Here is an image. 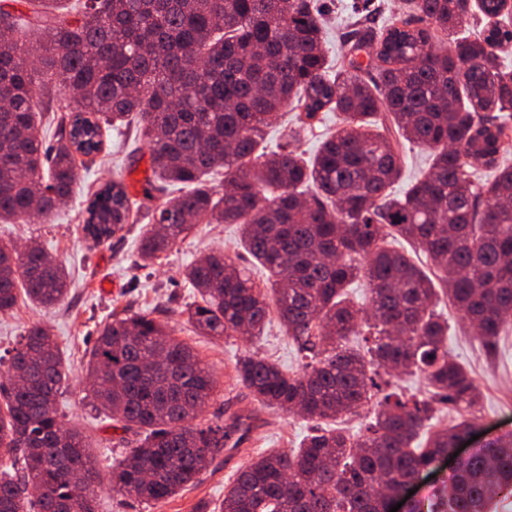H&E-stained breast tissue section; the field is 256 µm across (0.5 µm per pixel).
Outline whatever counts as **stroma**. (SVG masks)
Returning a JSON list of instances; mask_svg holds the SVG:
<instances>
[{
  "label": "stroma",
  "instance_id": "1",
  "mask_svg": "<svg viewBox=\"0 0 512 512\" xmlns=\"http://www.w3.org/2000/svg\"><path fill=\"white\" fill-rule=\"evenodd\" d=\"M352 0H322L328 31L326 52L334 66H342L344 36ZM103 149L79 165L74 194L49 216L32 222L0 223V242L18 246L41 245L71 274L67 298L44 308L19 298L10 313L0 314V373L27 327L40 323L51 329L65 359L67 381L59 399L66 425L77 427L86 437L100 474L96 512H221L224 489L238 467L261 452L296 446L314 423L293 413L261 408L249 390L236 380L235 364L246 352L277 360L288 371L300 370L302 355L288 340L278 320H271L261 339L245 336L220 340L197 333L182 310L194 290L182 278L192 260L213 251L230 257L243 256L238 230L233 224L201 223L183 241L165 253L153 267L139 264L138 247L145 220L127 224L107 243L92 246L83 232L87 197L107 181L123 182L133 208L144 211L161 206L166 194L147 192L151 176L149 147L137 125L103 131ZM150 313L165 322L172 336L191 345L213 372L217 389L203 416L213 424L227 423L230 416L253 417L245 443L226 444L199 482L159 503H143L113 495L112 465L119 459L132 434L113 428L94 409L92 385L86 376L83 356L113 312ZM448 319V353L466 366L479 385L477 418L480 440L512 433V326L502 335L496 354H488L471 335L452 305H439Z\"/></svg>",
  "mask_w": 512,
  "mask_h": 512
}]
</instances>
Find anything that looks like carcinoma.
<instances>
[{"mask_svg":"<svg viewBox=\"0 0 512 512\" xmlns=\"http://www.w3.org/2000/svg\"><path fill=\"white\" fill-rule=\"evenodd\" d=\"M0 0V222L47 215L67 201L77 156L102 149L104 125L136 119L155 181L185 192L146 214L142 266L160 260L204 220L237 224L260 286L232 258L211 252L184 278L200 300L182 310L200 334L261 335L277 313L306 362L292 374L247 353L237 380L273 411L311 419L357 415L377 387L373 368L418 374L424 396L396 390L377 402L365 432L306 436L291 450L241 465L223 512H382L388 494L428 469L475 422L432 426L440 406L469 411L476 379L448 354V299L486 352L512 322V70L501 49L512 27L478 37L475 13L512 11V0H409L381 27L371 0L353 5L348 66L330 70L314 0ZM68 21L56 15L64 9ZM54 143L40 114L60 95ZM288 109L312 119L338 112L336 132L306 160L287 145L256 153L264 128ZM431 160L403 195L393 193L406 145ZM224 168L228 189L206 176ZM492 170L474 183L472 170ZM132 218L125 187L86 200V238L97 246ZM418 246L437 272L406 250ZM370 288L364 312L346 297ZM54 306L68 294L65 267L39 246L0 243V314L18 294ZM362 339L349 348L346 341ZM96 408L138 435L112 471V493L157 503L194 485L244 425L199 420L217 381L191 346L146 315L114 316L87 352ZM67 374L59 346L30 326L0 383V512H95L97 469L83 434L60 420ZM512 499V435L487 441L409 512H493Z\"/></svg>","mask_w":512,"mask_h":512,"instance_id":"1","label":"carcinoma"}]
</instances>
